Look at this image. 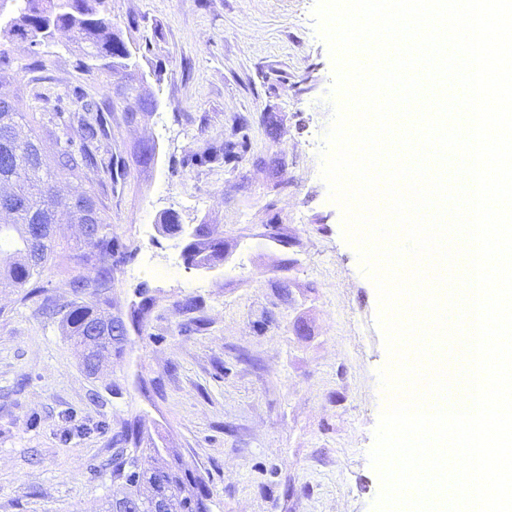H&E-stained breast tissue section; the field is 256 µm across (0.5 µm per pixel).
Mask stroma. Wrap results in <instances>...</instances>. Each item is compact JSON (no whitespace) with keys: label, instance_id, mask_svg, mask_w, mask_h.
Wrapping results in <instances>:
<instances>
[{"label":"stroma","instance_id":"stroma-1","mask_svg":"<svg viewBox=\"0 0 512 512\" xmlns=\"http://www.w3.org/2000/svg\"><path fill=\"white\" fill-rule=\"evenodd\" d=\"M316 0H108L139 51L82 73L76 44L20 73L40 128L73 92L110 99L118 174L96 184L112 224V315L126 339L88 376L43 298L0 290V512H102L109 461L138 423L194 469L210 512H372L368 451L389 361L377 292L320 177L333 66ZM155 112L127 120L137 91ZM247 139L227 161L207 157ZM154 157L142 163L140 146ZM182 230L163 232L164 215ZM222 258L188 267L197 230Z\"/></svg>","mask_w":512,"mask_h":512}]
</instances>
